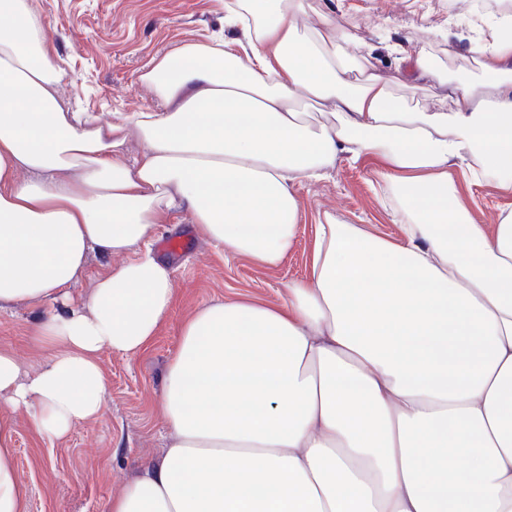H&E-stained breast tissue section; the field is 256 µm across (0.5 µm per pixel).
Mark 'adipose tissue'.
Instances as JSON below:
<instances>
[{"label": "adipose tissue", "instance_id": "obj_1", "mask_svg": "<svg viewBox=\"0 0 512 512\" xmlns=\"http://www.w3.org/2000/svg\"><path fill=\"white\" fill-rule=\"evenodd\" d=\"M307 7L227 0L234 38L156 60L141 79L164 109L131 116L128 165L126 126L57 100L30 0H0V313L49 308L34 368L0 349V512H29L10 412L41 438L98 419L101 352L137 355L166 320L161 224L188 212L224 252L278 267L297 184L342 156L381 161L399 239L326 217L283 303L195 308L158 404L169 442L104 512H512V209L486 226L454 190L512 193V14L482 31L479 80L441 79L452 109L427 112L355 69L329 18L301 29Z\"/></svg>", "mask_w": 512, "mask_h": 512}]
</instances>
